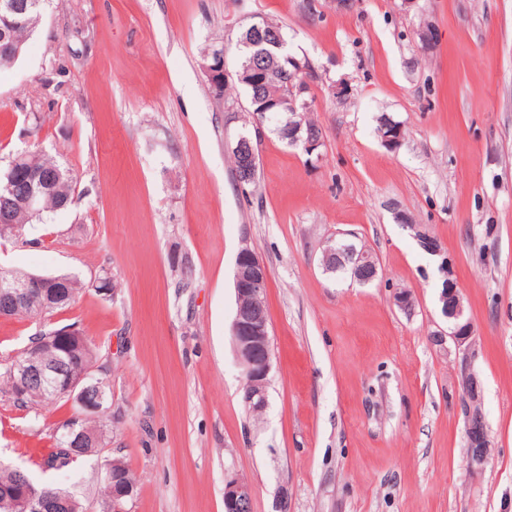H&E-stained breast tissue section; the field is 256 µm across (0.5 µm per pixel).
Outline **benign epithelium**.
Returning <instances> with one entry per match:
<instances>
[{
  "instance_id": "benign-epithelium-1",
  "label": "benign epithelium",
  "mask_w": 512,
  "mask_h": 512,
  "mask_svg": "<svg viewBox=\"0 0 512 512\" xmlns=\"http://www.w3.org/2000/svg\"><path fill=\"white\" fill-rule=\"evenodd\" d=\"M28 4L24 0H3L0 3V57L16 60L21 52L23 38L21 29L26 25L25 15ZM201 68L214 95L222 96L221 86L232 79L250 82L260 69L251 67L243 72H230L224 65V54L218 52L203 57ZM313 78L309 65L295 62L291 78L284 85L274 89L275 97L288 112V124L284 136L294 147H302L304 153L311 156L323 145V139L304 132L303 122L297 120L296 98L282 95L284 88L299 95L307 91ZM381 141L394 147L401 142L400 128L392 120L383 119L378 129ZM234 151L240 157L236 167L238 181L247 182L254 177L256 170V152L252 139L241 136L235 143ZM21 171V183L25 185V194L17 203L34 214L40 213L44 198L55 191L54 181L40 170L21 168V161L10 164L5 175L3 194L15 193L13 182L16 171ZM414 238L421 247L433 256L444 252V246L426 228L411 226ZM333 253L347 255L353 263V278L363 284L375 279L378 272L373 253L366 248H357L347 241H338L332 248ZM452 269L439 267L443 278V291L439 302L441 314L453 320L450 331L439 333L435 342L443 347L451 344L455 352V377L459 388L457 409L461 414L468 442L467 467L476 475L481 473L491 456L492 441L482 411V381L475 370V362L481 353L479 339L474 336L473 324L468 317L462 292L450 279ZM233 283L238 308L231 322V339L237 362L243 377V401L250 411L261 413L268 405L269 374L272 368V348L270 341L269 318L265 305V292L268 273L263 262L255 252L245 246L241 248L234 262ZM57 280L47 277L18 276L10 274L0 276V317L21 306H29L41 311L53 304L56 298ZM18 389L26 391L34 384L55 381V388L61 394L70 397L88 411H102L110 403L108 388L110 380L105 367L90 370L74 369L60 374L54 363L45 360L39 351H30L15 363L11 371ZM61 441L67 448L94 447L79 420L73 418L61 433ZM107 475L112 477V512H128L127 504L136 495V488L120 481V474L105 467ZM0 508L4 512H47V502L40 498L33 486L20 484L13 488L0 489ZM224 512H252V489L250 484L233 475L224 479Z\"/></svg>"
}]
</instances>
